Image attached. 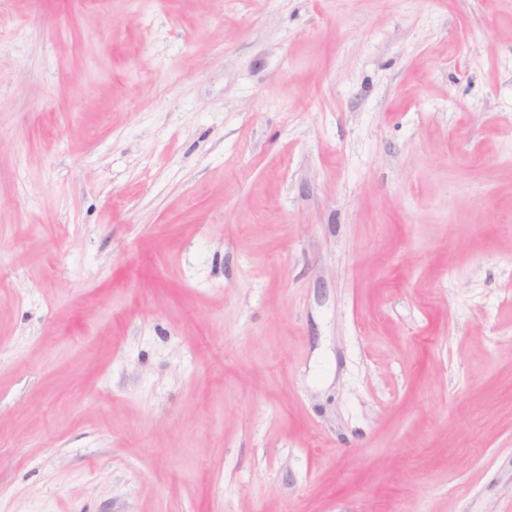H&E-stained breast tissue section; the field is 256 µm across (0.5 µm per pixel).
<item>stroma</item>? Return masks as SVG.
<instances>
[{"label": "stroma", "instance_id": "35a3bbf8", "mask_svg": "<svg viewBox=\"0 0 512 512\" xmlns=\"http://www.w3.org/2000/svg\"><path fill=\"white\" fill-rule=\"evenodd\" d=\"M0 512H512V0H0Z\"/></svg>", "mask_w": 512, "mask_h": 512}]
</instances>
